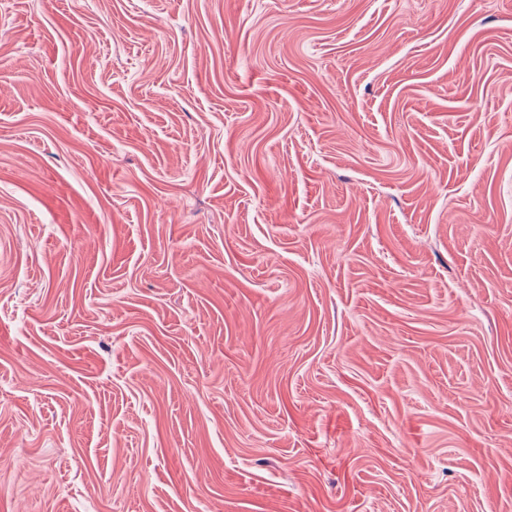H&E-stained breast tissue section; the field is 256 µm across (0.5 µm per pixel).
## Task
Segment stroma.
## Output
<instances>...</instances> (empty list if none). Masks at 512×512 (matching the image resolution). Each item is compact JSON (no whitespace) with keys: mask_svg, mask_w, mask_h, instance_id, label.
Listing matches in <instances>:
<instances>
[{"mask_svg":"<svg viewBox=\"0 0 512 512\" xmlns=\"http://www.w3.org/2000/svg\"><path fill=\"white\" fill-rule=\"evenodd\" d=\"M0 512H512V0H0Z\"/></svg>","mask_w":512,"mask_h":512,"instance_id":"obj_1","label":"stroma"}]
</instances>
